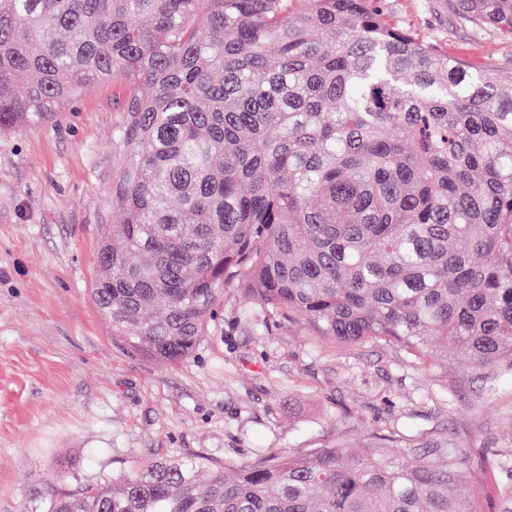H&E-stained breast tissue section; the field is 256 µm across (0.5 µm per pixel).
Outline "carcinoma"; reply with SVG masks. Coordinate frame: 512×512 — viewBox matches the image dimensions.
I'll return each mask as SVG.
<instances>
[{
	"instance_id": "cac0c4a2",
	"label": "carcinoma",
	"mask_w": 512,
	"mask_h": 512,
	"mask_svg": "<svg viewBox=\"0 0 512 512\" xmlns=\"http://www.w3.org/2000/svg\"><path fill=\"white\" fill-rule=\"evenodd\" d=\"M512 40V0H456ZM126 91L112 144L120 224L93 299L112 338L162 365L222 299L350 351L438 365L452 342L512 372V72L451 59L373 0H0V128L50 121L83 89ZM463 449L255 450L151 459L42 512H477ZM512 512V454L496 460Z\"/></svg>"
}]
</instances>
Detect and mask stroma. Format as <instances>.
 <instances>
[{"instance_id":"stroma-1","label":"stroma","mask_w":512,"mask_h":512,"mask_svg":"<svg viewBox=\"0 0 512 512\" xmlns=\"http://www.w3.org/2000/svg\"><path fill=\"white\" fill-rule=\"evenodd\" d=\"M392 22L448 55L512 71V41L475 34L454 0H378ZM123 96L86 88L49 123L0 131V512H39L29 490L58 468L67 486L152 458L249 462L259 448H462L480 512H499L488 472L512 448V374L484 378L449 352L420 369L395 348L343 351L303 326L263 328L255 304L224 300L183 363L122 350L92 299L123 154Z\"/></svg>"}]
</instances>
